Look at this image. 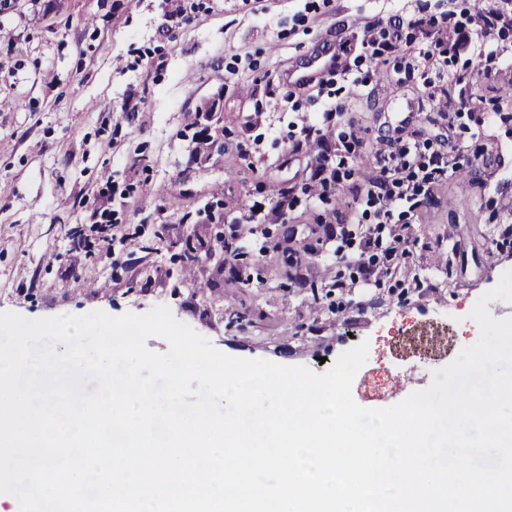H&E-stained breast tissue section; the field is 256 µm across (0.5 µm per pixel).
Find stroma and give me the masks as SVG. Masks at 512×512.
<instances>
[{"instance_id":"obj_1","label":"stroma","mask_w":512,"mask_h":512,"mask_svg":"<svg viewBox=\"0 0 512 512\" xmlns=\"http://www.w3.org/2000/svg\"><path fill=\"white\" fill-rule=\"evenodd\" d=\"M451 12L464 28L493 0H13L0 15V312L28 319L157 305L221 352L326 372L368 343L352 396L385 408L410 373L434 370L480 336L469 313L512 269V56L449 50L444 35L414 44L447 57L429 85L403 52L369 64L371 93L326 117L323 101L288 104L285 71L399 11ZM467 75L463 93L448 94ZM436 100H429L430 89ZM356 127L366 155L338 194L318 198L316 143ZM417 135L425 154H449L468 177L441 183L411 213L401 286L357 281L326 242L353 205L371 150ZM290 205H281L280 190ZM213 202L211 213L200 206ZM249 222L231 268L180 257L186 238L216 244ZM356 280L340 291L337 278ZM208 283L199 293L198 283ZM258 315L229 324V309Z\"/></svg>"}]
</instances>
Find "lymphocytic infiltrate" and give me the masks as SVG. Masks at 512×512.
Masks as SVG:
<instances>
[{
	"label": "lymphocytic infiltrate",
	"instance_id": "f902f5d3",
	"mask_svg": "<svg viewBox=\"0 0 512 512\" xmlns=\"http://www.w3.org/2000/svg\"><path fill=\"white\" fill-rule=\"evenodd\" d=\"M437 25L436 18L419 12L393 15L381 37L368 35L362 39V56L371 60L381 58L398 49L404 30L411 29L426 35ZM339 143L343 153L337 163H330L331 150L327 147L315 156V182L320 194L338 188L350 158L362 146L361 138L353 131L340 137ZM374 157V168L363 176L361 199L366 206L373 208L380 223L391 225L392 231L387 244H384L386 260L377 264L368 257L371 249L380 245L375 231L369 227L361 230L358 266L362 281L376 283L384 278L396 277L408 255V228L394 225L396 212L417 208L448 174L456 172L457 163L454 157L438 154L428 156L422 154L419 144L406 146L396 140L382 143L375 150Z\"/></svg>",
	"mask_w": 512,
	"mask_h": 512
}]
</instances>
